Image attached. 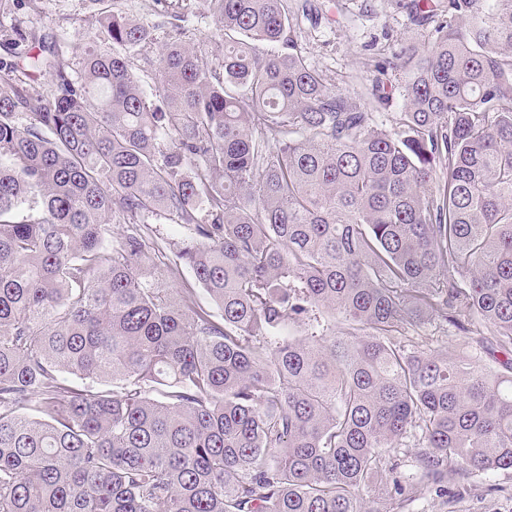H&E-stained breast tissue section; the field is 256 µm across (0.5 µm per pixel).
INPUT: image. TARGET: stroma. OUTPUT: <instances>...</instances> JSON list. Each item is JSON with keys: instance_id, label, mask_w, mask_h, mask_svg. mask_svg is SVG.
Instances as JSON below:
<instances>
[{"instance_id": "35a3bbf8", "label": "stroma", "mask_w": 512, "mask_h": 512, "mask_svg": "<svg viewBox=\"0 0 512 512\" xmlns=\"http://www.w3.org/2000/svg\"><path fill=\"white\" fill-rule=\"evenodd\" d=\"M313 10L296 12L293 25L298 44L309 63L321 70L333 89L366 94L379 82L388 95L378 105L387 129H394L403 108L402 76L391 69H375L384 54L433 37L429 26L413 25L398 0H310ZM120 13L153 26L156 43L182 33L205 62L222 50L213 20L199 0H116ZM21 22L28 33L21 40L10 30ZM99 22L88 0H0V63L15 65L14 76L24 85L48 91L50 76L31 77V59L43 51L59 55L78 75L79 49L88 45ZM443 512H512V471H492L470 477L448 498Z\"/></svg>"}]
</instances>
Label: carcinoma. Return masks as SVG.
I'll list each match as a JSON object with an SVG mask.
<instances>
[{"instance_id":"1","label":"carcinoma","mask_w":512,"mask_h":512,"mask_svg":"<svg viewBox=\"0 0 512 512\" xmlns=\"http://www.w3.org/2000/svg\"><path fill=\"white\" fill-rule=\"evenodd\" d=\"M89 2L80 80L0 75V512H407L512 470V0H399L435 26L393 131L290 0H201L222 54L166 41L152 88L149 28ZM435 320L491 364L420 348ZM153 223V233L151 239L148 240L150 247L155 248V254L151 250L153 261L156 263H160L159 261L172 262L175 259L172 252L190 235V231L183 224H176L166 215L158 216ZM157 246L161 249L162 254L158 253Z\"/></svg>"}]
</instances>
